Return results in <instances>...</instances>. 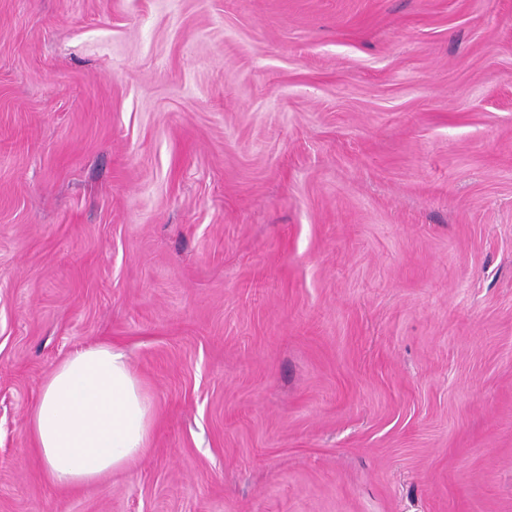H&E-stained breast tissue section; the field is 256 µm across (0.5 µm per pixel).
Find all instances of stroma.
Returning <instances> with one entry per match:
<instances>
[{
	"mask_svg": "<svg viewBox=\"0 0 512 512\" xmlns=\"http://www.w3.org/2000/svg\"><path fill=\"white\" fill-rule=\"evenodd\" d=\"M98 344L151 439L62 488ZM0 512H512V0H0ZM152 403L125 355L75 350L41 388L30 429L59 487L88 485L134 463L147 448Z\"/></svg>",
	"mask_w": 512,
	"mask_h": 512,
	"instance_id": "obj_1",
	"label": "stroma"
}]
</instances>
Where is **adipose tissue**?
<instances>
[{"label": "adipose tissue", "mask_w": 512, "mask_h": 512, "mask_svg": "<svg viewBox=\"0 0 512 512\" xmlns=\"http://www.w3.org/2000/svg\"><path fill=\"white\" fill-rule=\"evenodd\" d=\"M152 403L125 355L109 346L75 350L44 382L30 429L60 487L88 485L144 452Z\"/></svg>", "instance_id": "obj_1"}]
</instances>
